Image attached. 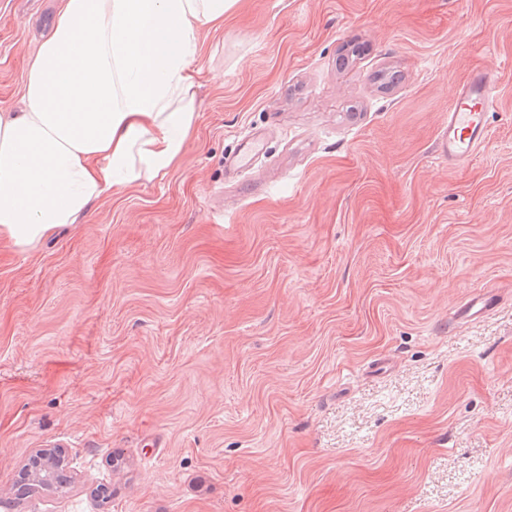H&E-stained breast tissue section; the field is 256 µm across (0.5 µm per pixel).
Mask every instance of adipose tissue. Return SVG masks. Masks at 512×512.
<instances>
[{"label": "adipose tissue", "mask_w": 512, "mask_h": 512, "mask_svg": "<svg viewBox=\"0 0 512 512\" xmlns=\"http://www.w3.org/2000/svg\"><path fill=\"white\" fill-rule=\"evenodd\" d=\"M237 0H64L0 113V232L30 247L182 155L198 105V33Z\"/></svg>", "instance_id": "ef3b65f1"}]
</instances>
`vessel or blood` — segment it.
Masks as SVG:
<instances>
[{
    "mask_svg": "<svg viewBox=\"0 0 512 512\" xmlns=\"http://www.w3.org/2000/svg\"><path fill=\"white\" fill-rule=\"evenodd\" d=\"M497 69L484 67L471 72L455 92L442 129L439 152L449 164L466 163L483 145L487 136V116L496 106ZM263 148L261 141L245 138L239 149L224 159L226 168L247 167Z\"/></svg>",
    "mask_w": 512,
    "mask_h": 512,
    "instance_id": "1",
    "label": "vessel or blood"
}]
</instances>
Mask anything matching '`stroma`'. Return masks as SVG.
<instances>
[{
  "label": "stroma",
  "instance_id": "35a3bbf8",
  "mask_svg": "<svg viewBox=\"0 0 512 512\" xmlns=\"http://www.w3.org/2000/svg\"><path fill=\"white\" fill-rule=\"evenodd\" d=\"M62 2L0 0V112ZM199 40L175 166L0 237V497L58 448L21 512H512V0H239ZM498 81L497 69L487 66L471 72L456 90L439 142V153L449 165L466 163L483 145ZM262 148L261 141L248 136L242 141L238 150L224 158V166L234 170L245 168L262 151Z\"/></svg>",
  "mask_w": 512,
  "mask_h": 512
}]
</instances>
